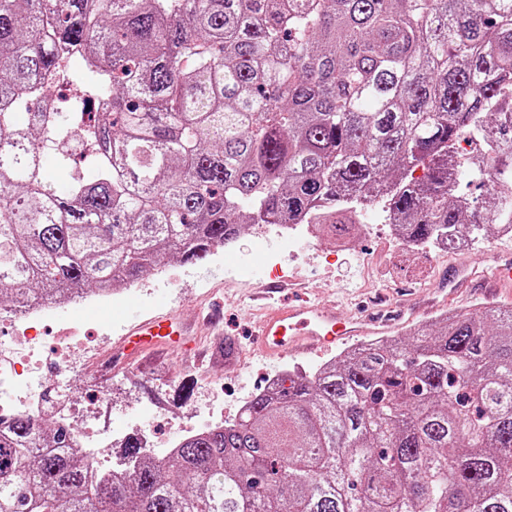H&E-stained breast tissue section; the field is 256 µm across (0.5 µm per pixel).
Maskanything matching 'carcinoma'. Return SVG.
Listing matches in <instances>:
<instances>
[{
  "label": "carcinoma",
  "instance_id": "obj_1",
  "mask_svg": "<svg viewBox=\"0 0 512 512\" xmlns=\"http://www.w3.org/2000/svg\"><path fill=\"white\" fill-rule=\"evenodd\" d=\"M73 49L78 94L46 112ZM512 0H0V300L200 266L246 224L377 207L411 242L487 220L451 149L512 176ZM33 111L20 119L26 103ZM86 172L66 193L46 157ZM422 176L413 177L416 170ZM512 224V194L490 193ZM281 376L175 452L93 476L72 429L0 422V512H512V307Z\"/></svg>",
  "mask_w": 512,
  "mask_h": 512
}]
</instances>
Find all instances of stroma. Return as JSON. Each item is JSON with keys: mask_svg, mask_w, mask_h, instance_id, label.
I'll return each mask as SVG.
<instances>
[{"mask_svg": "<svg viewBox=\"0 0 512 512\" xmlns=\"http://www.w3.org/2000/svg\"><path fill=\"white\" fill-rule=\"evenodd\" d=\"M382 212L367 215L356 225L348 249L338 250L327 237L298 228L288 246H281L277 230L268 224L246 227L231 246L215 249L200 267L169 263L167 276H143L132 304L83 309L75 322L63 311L41 323L44 354L55 353L58 332L75 325L86 348L98 352L113 347L128 310L146 317L169 305L184 322L196 319L200 309L216 305L224 312V335L235 345L233 363L182 365L172 356L151 374L114 368L112 360H83L68 378L73 409L55 413L76 428L94 432L88 453L96 466L121 467L130 453L129 443H143L145 452L161 453L181 437L183 428L208 427L215 420L235 416L238 401L250 399L267 379L281 371L308 373L328 361L343 358L349 345L316 355L296 353L281 359L259 354L251 331L262 312L251 295L271 280L272 268H281L287 280L286 297H307L336 304L341 315L374 308L379 298L417 307L405 314L396 338L408 341L418 325L432 323L448 312H463L485 303L482 285L463 289L455 307L443 302L438 286L454 268L480 274L499 253H512V238H500L486 228L460 251H441L436 245L417 249L395 248L385 236Z\"/></svg>", "mask_w": 512, "mask_h": 512, "instance_id": "1", "label": "stroma"}]
</instances>
